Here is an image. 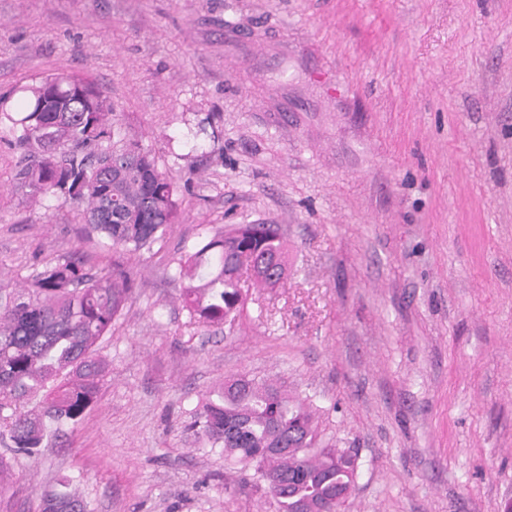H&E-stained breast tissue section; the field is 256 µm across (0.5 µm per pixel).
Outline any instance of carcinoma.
<instances>
[{
	"instance_id": "1",
	"label": "carcinoma",
	"mask_w": 512,
	"mask_h": 512,
	"mask_svg": "<svg viewBox=\"0 0 512 512\" xmlns=\"http://www.w3.org/2000/svg\"><path fill=\"white\" fill-rule=\"evenodd\" d=\"M2 105L20 150L15 179L31 197L82 206L95 232L133 253L152 250L179 223L180 186L92 84L56 74L30 89L19 116ZM250 262L258 287L281 285L287 262L279 225L236 224L194 246L178 267L190 318L222 325L241 317L247 298L231 269ZM130 290L126 274L94 275L71 257L0 293V441L8 451L34 456L96 402L106 376L97 346ZM189 428L224 460L252 467L255 482L283 477L271 494L276 512H320L326 503L341 512L349 498L358 449L323 442L313 406L273 380L224 379L191 410ZM284 436L288 452H269ZM42 512L91 509L65 480L44 497Z\"/></svg>"
}]
</instances>
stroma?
I'll use <instances>...</instances> for the list:
<instances>
[{
    "mask_svg": "<svg viewBox=\"0 0 512 512\" xmlns=\"http://www.w3.org/2000/svg\"><path fill=\"white\" fill-rule=\"evenodd\" d=\"M71 72L178 184L131 254L62 200L31 206L0 120V285L66 257L132 280L108 374L73 431L10 458L0 512L60 480L94 512H275L188 431L224 378L276 377L357 449L346 512H502L512 500V0H0V98ZM217 140L193 138L198 123ZM280 225L279 288L191 321L198 237Z\"/></svg>",
    "mask_w": 512,
    "mask_h": 512,
    "instance_id": "stroma-1",
    "label": "stroma"
}]
</instances>
